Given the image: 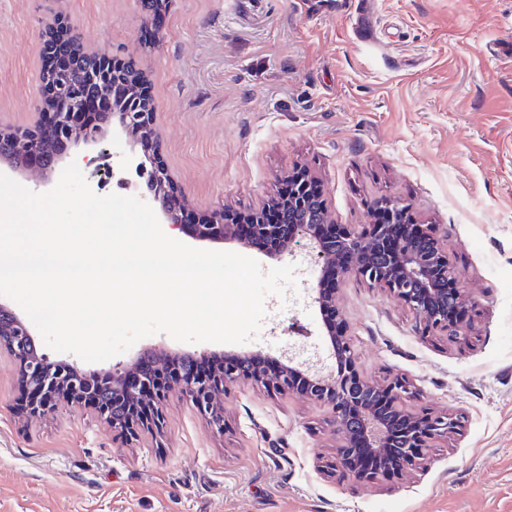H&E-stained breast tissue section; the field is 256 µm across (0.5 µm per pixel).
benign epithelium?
<instances>
[{
  "label": "benign epithelium",
  "instance_id": "benign-epithelium-1",
  "mask_svg": "<svg viewBox=\"0 0 512 512\" xmlns=\"http://www.w3.org/2000/svg\"><path fill=\"white\" fill-rule=\"evenodd\" d=\"M66 27L67 23L58 21L43 39L41 54L50 60L44 67L46 71L62 74L69 66L74 38L70 34H58V30ZM123 76L124 63L113 59L103 65V70L88 73L87 81L97 85V93L82 98L78 105L73 100L80 94L77 88L71 86L65 91L49 79H42L47 96L54 101L47 124L35 129L0 131V164L20 170L36 164L48 175L55 168L59 146L71 141L96 144L105 136L106 127L116 120L122 129L140 141L144 157L140 167L148 172L147 196L159 205L170 228L186 231L200 242L235 243L271 257L281 255V251H268L265 243L270 240L284 241L290 248L307 247L316 253L321 269L334 265L338 275L345 278L354 275L389 291L412 311L416 328L423 336L441 333L454 342L463 339L464 333L457 329L451 311L464 308L465 299L458 289H448V282L455 279L448 251L427 228L419 238L412 234L408 203L390 197L377 198L370 202L369 209L375 213L388 212L389 222L375 224L364 233L342 226L337 235L324 238L318 232V223L309 220V215L316 210L323 223L330 224L329 209L313 186L315 176L300 167L289 178L288 199L281 202L283 224L266 223L260 210L253 214L251 236L243 238L238 233V225L231 223L232 217L225 210L204 215L195 224L185 223L184 207L174 194L167 168L157 158L152 113L140 112L138 106L128 105L124 112L99 113L95 123L78 122L79 115L91 102L112 100L114 88ZM336 292V288L325 285L324 277H319L313 300L320 314L337 311ZM323 326L336 361V370L330 374L312 373L290 360H268L260 365L251 354L226 352L216 372L181 373V391L220 433L224 431V420L217 412L215 399L230 385L250 380L274 393L297 392L331 409L336 435L341 440L334 463L340 477L377 478L376 472L359 465L358 449L354 445L357 436L362 437L365 450L375 456L381 469L401 475L417 467L423 450L457 429L459 417L450 413L418 415L407 410L404 401L412 393L409 381L403 377L384 384L365 380L358 370L346 327L327 321ZM2 348L17 361L20 381L32 392L26 410L28 416L44 414L58 397L64 396L74 403L92 407L99 418L122 433L137 427L159 428V412L141 419L132 413L144 395L156 400L158 405L166 397L158 388L155 373L162 350L146 348L134 361L104 376L112 381V403L124 405V415L118 417L102 402L98 390L86 388L89 379L104 377L92 375L74 362L49 360L38 351L28 323L0 303Z\"/></svg>",
  "mask_w": 512,
  "mask_h": 512
}]
</instances>
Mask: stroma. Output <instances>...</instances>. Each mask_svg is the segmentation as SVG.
Segmentation results:
<instances>
[{
	"label": "stroma",
	"mask_w": 512,
	"mask_h": 512,
	"mask_svg": "<svg viewBox=\"0 0 512 512\" xmlns=\"http://www.w3.org/2000/svg\"><path fill=\"white\" fill-rule=\"evenodd\" d=\"M0 0V130L41 123L40 46L65 18L86 50L131 64L150 86L161 158L190 212L249 214L294 169L319 181L333 223L371 224V200L412 206L433 225L470 303L466 343L423 337L387 291L348 277L336 294L364 379L407 378L405 406L454 413L455 433L419 468L372 482L331 470V412L296 393L241 382L219 397L223 433L178 387L161 429L123 438L93 409L59 399L39 419L16 414L18 363L0 353V512H512V0H372L378 41H358L359 0ZM94 193L137 194L126 168L137 140L111 125L82 156ZM293 264L285 297L268 296L241 351L335 369L312 289L314 252ZM170 356L220 343L158 333L90 372L148 347Z\"/></svg>",
	"instance_id": "obj_1"
}]
</instances>
